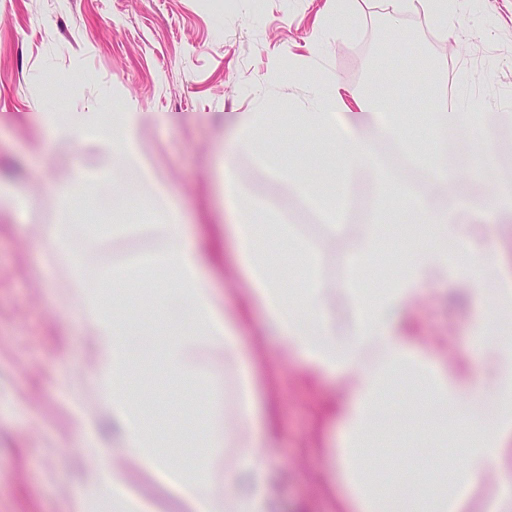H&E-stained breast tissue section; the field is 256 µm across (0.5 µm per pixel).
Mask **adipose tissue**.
<instances>
[{"mask_svg":"<svg viewBox=\"0 0 512 512\" xmlns=\"http://www.w3.org/2000/svg\"><path fill=\"white\" fill-rule=\"evenodd\" d=\"M455 2L384 0L393 47L403 44V14L417 7L443 30H454ZM421 92L429 103L416 124L409 125L385 111L381 80L352 97L337 85L319 89L313 109L303 119L328 136L334 168L306 180H289L278 152L254 143L253 133L264 123V113H247L239 122L238 155L254 160L275 181H292L324 218L331 234L349 235L345 262L351 278L346 288L336 292L326 288L308 244L293 235L289 225L274 223L271 212L247 199L232 176L224 178L225 201L237 214L228 231L254 300L287 342L289 353L302 356L314 372L341 381L345 396L336 408L340 512H464L471 492L491 464L499 462L512 446V337L497 331L499 322L512 320V275H499L496 294L482 297L480 283L493 268L479 262L470 248L482 227L463 222V199L448 190L456 181L451 165L470 147L469 134L483 119L449 97L441 82L425 85ZM136 120L133 112L112 115L110 166L114 176L108 195L113 212L159 217L161 246L140 263L112 269L99 281L81 285L77 311L92 327V376L119 430L121 454L151 469L185 500L189 512H268L267 481L255 449L270 422L259 397L257 370L245 371L241 377L237 421L244 433L243 451L236 471L225 473L220 481L205 463L190 470L171 467L156 451V430L129 399L128 391L136 383L134 363L157 359L169 376L183 378L201 376L195 361L201 345L215 347L233 360L240 357L230 306L220 301L204 275L203 251L190 241L167 187L137 148L132 136ZM388 155L401 168L430 176L440 198L432 202L403 196L405 220L410 224L399 234L405 254L397 264L396 277L388 286L373 290L366 287L363 274L385 248L384 227H353L345 223L344 211L353 183L378 192L392 186V172L384 162ZM126 171L138 173L143 192L126 193L119 179ZM275 238L287 240L289 249L305 265L307 274L299 285L289 286L275 272L270 262V242ZM152 269L165 272L173 286L155 291L157 320L143 328L148 345L142 348L136 345L128 320L105 309L104 301L116 286L137 284ZM450 276L468 283V293L476 302V334L484 361L479 372L469 371L464 364L452 368L435 364L399 319L428 285ZM336 300L353 311L349 332L342 337L330 332L324 317ZM399 386L421 389L409 431L433 440L439 453L380 469L375 464L379 451L387 447L390 432L402 417L388 406L393 389ZM490 393L499 404L488 418L480 404ZM450 445L461 451L453 467L441 455ZM241 475L250 476L252 482L245 493L237 489ZM89 481L111 499L114 512H150L146 503L130 494L117 471L96 468Z\"/></svg>","mask_w":512,"mask_h":512,"instance_id":"ef3b65f1","label":"adipose tissue"}]
</instances>
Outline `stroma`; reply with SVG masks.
<instances>
[{
  "label": "stroma",
  "mask_w": 512,
  "mask_h": 512,
  "mask_svg": "<svg viewBox=\"0 0 512 512\" xmlns=\"http://www.w3.org/2000/svg\"><path fill=\"white\" fill-rule=\"evenodd\" d=\"M350 37L327 36L328 0H0V185L31 199L25 216L0 202V512H72L77 491L100 460L111 461L132 495L152 512H188L185 501L146 468L116 455L120 441L98 434L106 415L89 375L90 330L74 310L78 280L157 251L161 235L137 216L115 237L92 240L73 228L67 256H58L51 227L68 223L55 184L82 167L94 193L108 170L96 131L113 111L139 113L133 135L150 168L164 181L188 235L208 257L204 273L218 295L235 300L243 323L239 363L201 346L205 374L194 384L154 379L138 393L161 420L180 426L204 421L224 437L211 462L215 478L233 469L236 405L242 368L259 364V389L274 434L261 455L271 471V512H337L333 490L338 381L312 373L288 354L264 309L251 299L224 227V175L277 220L291 225L316 251L325 287H346V242L328 238L304 202L252 160L236 156L239 116L270 115L259 139L277 150L293 173L320 171L332 155L323 135L300 123L318 82L364 92L375 58L386 49L388 19L374 0H354ZM409 41L399 62L416 52L432 58L449 92H462L476 112L512 109V0H469L459 10L461 38L446 37L419 10L404 19ZM66 121L84 138L52 133L44 117ZM475 153L457 172L466 183L467 217L485 233L476 250L512 273V231L494 198L512 185V126L476 137ZM353 224L385 222L382 201L366 187L350 189ZM456 279L430 285L407 310L414 335L445 364L465 357L483 366L472 305L460 303ZM86 420L78 422L74 409ZM96 443H80L84 430Z\"/></svg>",
  "instance_id": "35a3bbf8"
}]
</instances>
